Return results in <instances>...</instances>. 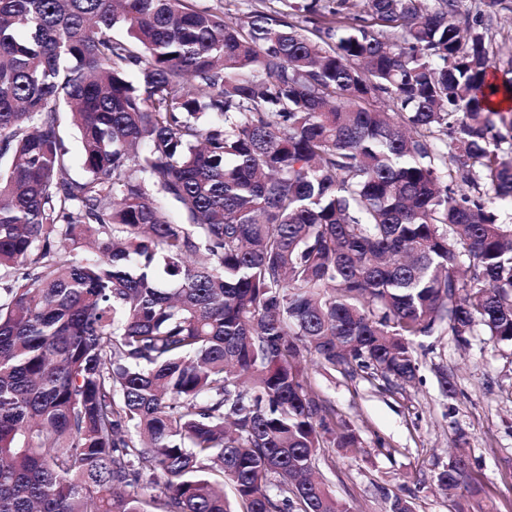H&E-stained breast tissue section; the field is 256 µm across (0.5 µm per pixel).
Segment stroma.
<instances>
[{"label": "stroma", "mask_w": 512, "mask_h": 512, "mask_svg": "<svg viewBox=\"0 0 512 512\" xmlns=\"http://www.w3.org/2000/svg\"><path fill=\"white\" fill-rule=\"evenodd\" d=\"M415 383L389 384L364 372L309 362L307 382L337 418L353 424L361 454L320 451L332 493L355 512H386L382 488L401 490L417 512H456L437 485L455 449L482 488L490 512H512V346L476 328L468 346L451 336L426 339ZM453 392H445L441 375Z\"/></svg>", "instance_id": "stroma-1"}]
</instances>
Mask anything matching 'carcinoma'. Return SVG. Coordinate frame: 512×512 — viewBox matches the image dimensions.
<instances>
[{
    "label": "carcinoma",
    "instance_id": "obj_1",
    "mask_svg": "<svg viewBox=\"0 0 512 512\" xmlns=\"http://www.w3.org/2000/svg\"><path fill=\"white\" fill-rule=\"evenodd\" d=\"M276 2L0 0V512H352L305 355L411 384L427 338L512 343V5ZM197 4L224 13L227 19L240 18L252 10L269 11L279 7V3L272 0H198Z\"/></svg>",
    "mask_w": 512,
    "mask_h": 512
}]
</instances>
